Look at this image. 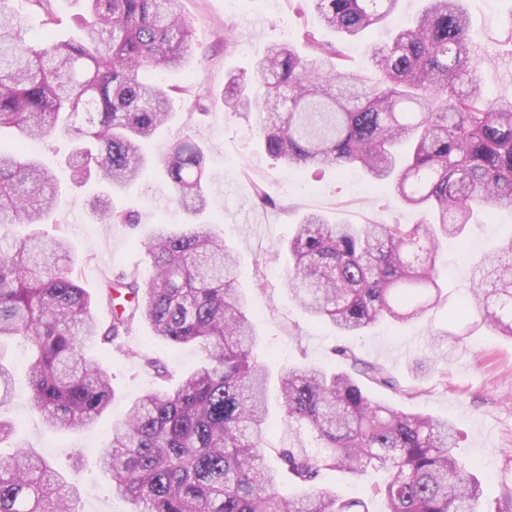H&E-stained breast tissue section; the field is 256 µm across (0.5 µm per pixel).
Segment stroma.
<instances>
[{"mask_svg":"<svg viewBox=\"0 0 512 512\" xmlns=\"http://www.w3.org/2000/svg\"><path fill=\"white\" fill-rule=\"evenodd\" d=\"M178 5L207 57L193 62L192 75L159 71L155 77L171 85L192 83L202 95L220 94L227 72L251 75L268 45H300L303 31L318 27L309 0H178ZM464 7L475 31L485 91L493 98H512V44L507 41L512 0H464ZM230 34L235 44L228 49L224 39ZM186 135L207 150V166L214 179L202 219L216 222L219 235L234 253L239 283L256 319L259 358L271 376L302 361L345 370V363L332 350L352 348L362 360L385 366L403 387L398 393L371 384L367 390L372 397L453 424L457 456L478 476L486 512H499L512 503V339L485 326L458 339L446 334L448 311L468 286L474 265L512 237V207L483 209L476 223L467 225L459 236L443 240L437 260L443 296L423 318L406 324L383 321L357 336L339 335L333 327L312 320L289 294L285 250L296 224L309 211L354 224L396 219L415 224L421 213L403 207L391 190L373 186L356 170L341 173L310 166L283 171L264 153L252 118L218 107L206 115L194 114L188 97L181 96L173 101L170 122L147 150L151 172L112 199L113 208L129 212L134 225L100 224L92 217L91 187H73L65 169L66 138L29 147L56 175L62 192L60 206L38 230L69 240L79 282L91 296L100 300L105 279L115 272L136 268L150 275L142 241L152 224L188 223V215L171 200L170 182L161 165L172 141ZM258 184L269 185L277 208L257 206L254 187ZM111 316L110 307L100 300L99 320L106 322ZM148 334L146 325H138L124 350L106 355L95 342H87V355L105 356L114 396L110 410L96 426L76 433L49 429L32 411L21 397L28 349L21 342L6 349L20 397L0 408V416L14 423L20 442L33 455L43 457L59 472L76 476L83 487L82 512L126 510L113 496L110 480L98 470L97 460L110 444L113 420L121 418L129 402L154 383L139 366V351L149 349L167 367L170 385L203 360L199 350L176 351L148 341ZM438 367L447 373L446 385L435 381ZM379 478L373 470L362 477L331 472L319 486L363 500L368 512H384V500L372 491Z\"/></svg>","mask_w":512,"mask_h":512,"instance_id":"35a3bbf8","label":"stroma"}]
</instances>
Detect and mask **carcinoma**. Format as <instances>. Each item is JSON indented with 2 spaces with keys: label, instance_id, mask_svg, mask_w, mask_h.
Returning a JSON list of instances; mask_svg holds the SVG:
<instances>
[{
  "label": "carcinoma",
  "instance_id": "carcinoma-1",
  "mask_svg": "<svg viewBox=\"0 0 512 512\" xmlns=\"http://www.w3.org/2000/svg\"><path fill=\"white\" fill-rule=\"evenodd\" d=\"M14 2L0 0V129H13V139L0 138L1 228L44 224L60 202L29 142L66 135L71 183L103 185L100 199L138 180L149 163L145 144L169 120L173 96L189 92L151 73L183 71L200 54L176 0H82L66 38L49 30L55 0H25V11ZM398 4L312 0L321 25L345 41L385 22ZM31 14L47 27L36 43L25 37ZM305 41L306 53L268 46L254 78L228 76L217 102L257 114L263 147L282 169L359 167L423 219L335 224L305 214L288 241L289 291L315 321L344 334L418 318L441 299V239L460 234L476 208L512 207V98L486 95L461 0H425L412 26L372 49L370 75L346 67L342 44L314 31ZM162 165L173 200L202 215L204 149L184 137ZM94 215L101 224L132 223L110 205ZM0 241V342L31 346L27 398L47 427L89 428L111 405V375L84 355L87 339L120 350L145 324L155 340L195 343L207 354L178 386L145 391L112 425L100 465L128 512H368L314 485L327 472L369 468L385 474L373 487L385 512H481L480 481L456 457L453 426L369 396L363 378L401 386L350 348L337 350L350 373L304 363L280 375L284 425L269 441L270 373L254 353V316L234 256L212 225H155L145 242L152 275L133 269L106 282L108 302L131 303L106 324L79 283L68 239L33 232ZM461 325L512 338V262L476 266L453 315L452 327ZM138 358L165 377L157 360ZM14 398L13 373L0 362V407ZM282 472L297 493H279ZM81 500L77 481L23 447L0 456V512H81Z\"/></svg>",
  "mask_w": 512,
  "mask_h": 512
}]
</instances>
